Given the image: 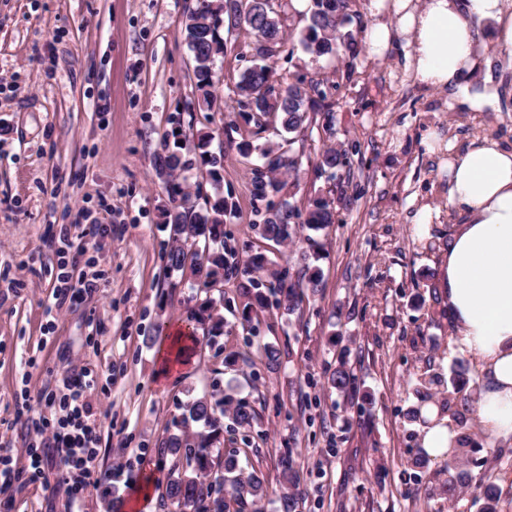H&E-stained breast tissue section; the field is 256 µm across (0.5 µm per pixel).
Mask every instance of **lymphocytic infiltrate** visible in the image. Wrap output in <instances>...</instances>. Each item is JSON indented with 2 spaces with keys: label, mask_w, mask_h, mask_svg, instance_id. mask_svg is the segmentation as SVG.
<instances>
[{
  "label": "lymphocytic infiltrate",
  "mask_w": 512,
  "mask_h": 512,
  "mask_svg": "<svg viewBox=\"0 0 512 512\" xmlns=\"http://www.w3.org/2000/svg\"><path fill=\"white\" fill-rule=\"evenodd\" d=\"M97 384V374L71 367L60 379L57 394L46 400L47 405L60 411L56 425H49L41 416L27 419L24 441L28 478L34 481L42 475L43 448L56 449L63 464L62 480L68 488L71 512H81L86 493L99 482L96 460L101 432L87 400Z\"/></svg>",
  "instance_id": "1"
}]
</instances>
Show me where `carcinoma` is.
<instances>
[{
    "label": "carcinoma",
    "instance_id": "1",
    "mask_svg": "<svg viewBox=\"0 0 512 512\" xmlns=\"http://www.w3.org/2000/svg\"><path fill=\"white\" fill-rule=\"evenodd\" d=\"M352 0H309L307 25L299 40L303 51L315 56H330L338 60L355 57V38L348 30L356 17L351 10ZM246 26L253 38L255 59L243 70L236 82L238 115L254 123V135L264 132L266 117L275 114L288 134H299L313 125L330 130L331 105L328 89L337 88L335 82L310 80L302 77L285 79L276 74L270 59L284 46L282 19L278 12L265 7V0H199L189 10L185 20L184 42L193 60L195 85L202 102L212 108L217 102L214 82L216 58L223 51L221 31ZM213 136L203 135L197 144L200 166L213 185L222 180V166L215 153L208 150ZM164 146L154 156L155 172L166 175L164 185L169 205L166 223L170 226V241L165 247L166 267L171 272L191 279L205 298L187 315L185 338L190 344L184 354L195 352L200 342L196 334L202 327L206 344L224 335V283L240 276L248 278L249 287L242 289L248 298L240 313L242 326H250L253 314L268 306L266 291L277 295L276 307L287 315H294L305 298L313 296L320 287L321 275L305 264L290 272L279 266L262 251L247 257L227 243L224 233L226 217L235 210L231 196L220 192L202 196L203 204H189L190 194L174 172L189 167L179 151ZM304 154H297L282 146H269L260 151L261 163L252 168V196L264 202L271 196L281 199L278 208L255 207L254 227L261 239L276 244L293 239L300 228L319 230L333 223L331 202L317 196L303 208L291 202L297 194L300 181L288 182L276 178L282 170L300 176ZM344 154L326 149L315 163V171L335 176L343 165ZM204 247H199V241ZM444 384L443 374L429 364L416 378L417 389L428 392L432 386ZM326 388L339 395H347L354 388V375L342 361L327 376ZM237 428L252 426L256 411L248 401L238 397L234 387L220 390V395L204 394L187 402L181 418L173 422L177 432L162 443L163 453L172 464L165 486L163 506L171 505L175 512H230V505L243 508L269 496V487L256 471L246 473L239 466L240 450L224 447V419ZM461 448L455 451L449 463L430 475L425 491L430 498L447 495L455 490L464 477L463 465L469 452L468 436L459 437ZM281 480L278 494V512H298L294 460L286 451L280 458Z\"/></svg>",
    "mask_w": 512,
    "mask_h": 512
}]
</instances>
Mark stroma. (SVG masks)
Returning <instances> with one entry per match:
<instances>
[{"label": "stroma", "mask_w": 512, "mask_h": 512, "mask_svg": "<svg viewBox=\"0 0 512 512\" xmlns=\"http://www.w3.org/2000/svg\"><path fill=\"white\" fill-rule=\"evenodd\" d=\"M194 5L0 0V448L12 449L15 469H26L20 406L55 420L44 396L76 362L104 378L88 400L102 436L97 470L110 477L86 495L83 512H105L110 503L115 512H163L170 459L160 446L173 420L191 397L234 378L258 420L225 433L224 445L246 449L245 471L273 487L279 455L292 449L298 512H485L475 483L486 472L495 512H512V443L491 446L474 436L456 496L430 499L425 486L439 464L417 466L423 427L408 417L420 403L414 381L427 362L448 379L463 365L468 385L478 376L475 356L454 342L443 303L440 266L462 218L446 207L447 181L428 137L439 131L454 153L478 136L511 145L512 57L488 45L491 80L441 93L415 79L397 34L381 57L358 43L345 70L301 49L306 11L280 0L287 44L271 60L277 73L340 77L332 133L314 125L292 145L312 160L332 143L346 151L333 179L305 168L294 198L301 205L321 193L333 201V224L314 234L321 287L297 314L267 307L252 332L242 329L238 310H225L217 343L180 358L170 343L151 341L156 324L169 333L185 328L197 296L188 280L165 274L167 195L153 158L164 144L193 146L231 120L238 75L252 55L244 30L226 34L214 67L222 109L199 105L183 39ZM251 131L240 122L230 143L210 144L224 153L221 188L237 204L224 229L241 253L262 246L294 269L303 239L279 246L251 226L252 165L234 147ZM425 206L431 221L417 223ZM86 220L120 231L96 244L74 234L60 242L61 226ZM62 274L71 285L93 280L97 288L52 316L47 307ZM267 343L281 352L272 369L257 354ZM230 353L248 359L243 374L225 368ZM342 360L356 397L323 387ZM61 470L52 449L40 481L6 488L15 512H68ZM147 478L151 496L136 501Z\"/></svg>", "instance_id": "35a3bbf8"}]
</instances>
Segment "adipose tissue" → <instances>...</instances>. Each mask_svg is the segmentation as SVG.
I'll return each mask as SVG.
<instances>
[{"mask_svg": "<svg viewBox=\"0 0 512 512\" xmlns=\"http://www.w3.org/2000/svg\"><path fill=\"white\" fill-rule=\"evenodd\" d=\"M371 54L405 38L415 78L438 91L461 87L489 59L479 25L512 54V0H370ZM446 206L464 216L441 266L448 316L462 349L477 357L480 379L470 421L488 442L512 440V146L471 141L440 164Z\"/></svg>", "mask_w": 512, "mask_h": 512, "instance_id": "1", "label": "adipose tissue"}]
</instances>
